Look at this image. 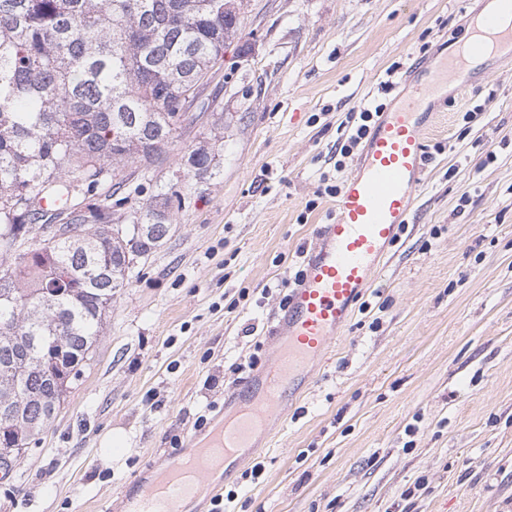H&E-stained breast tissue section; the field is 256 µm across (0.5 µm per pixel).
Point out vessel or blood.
I'll return each instance as SVG.
<instances>
[{"label":"vessel or blood","instance_id":"1","mask_svg":"<svg viewBox=\"0 0 512 512\" xmlns=\"http://www.w3.org/2000/svg\"><path fill=\"white\" fill-rule=\"evenodd\" d=\"M473 37L451 59L417 62L419 75L399 104L379 113L355 170L336 195L329 223L306 250L301 283L269 328L271 358L234 391L237 407L206 446L190 441L145 488L125 497L126 512H188L203 481L224 484L229 461L244 459L271 421H287L309 369L324 359L373 283L400 230L409 224L424 185L426 139L439 116L436 85L462 93L461 67L501 54L512 58V0H493Z\"/></svg>","mask_w":512,"mask_h":512}]
</instances>
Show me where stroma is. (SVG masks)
<instances>
[{"mask_svg": "<svg viewBox=\"0 0 512 512\" xmlns=\"http://www.w3.org/2000/svg\"><path fill=\"white\" fill-rule=\"evenodd\" d=\"M246 2L208 111L183 122L165 164H133L115 210L136 223L175 188L171 233L113 302L41 443L0 480V512H121L197 412L223 408L244 378L234 364L268 360L270 318L332 215L321 173L355 165L334 169L349 114L392 105L410 62L450 51L485 7ZM468 80L428 134L426 184L363 305L287 427L225 483L236 512H512V59ZM201 141L218 175L184 167Z\"/></svg>", "mask_w": 512, "mask_h": 512, "instance_id": "stroma-1", "label": "stroma"}]
</instances>
